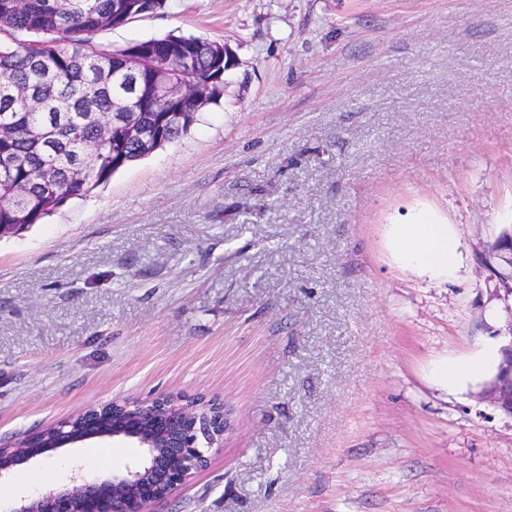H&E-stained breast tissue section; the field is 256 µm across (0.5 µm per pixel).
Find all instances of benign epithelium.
Returning a JSON list of instances; mask_svg holds the SVG:
<instances>
[{
  "label": "benign epithelium",
  "instance_id": "obj_1",
  "mask_svg": "<svg viewBox=\"0 0 512 512\" xmlns=\"http://www.w3.org/2000/svg\"><path fill=\"white\" fill-rule=\"evenodd\" d=\"M156 76L168 94L189 97V86L172 79L171 50L150 53ZM502 364L512 386V321L504 332ZM486 399L512 418V395L492 384ZM224 405L203 398L165 394L149 399H114L27 434L0 442V478L50 451L94 438L123 439L141 448L140 458L121 470L88 478L77 471L70 483L5 506L0 512H150L205 469L212 450L224 447L230 430Z\"/></svg>",
  "mask_w": 512,
  "mask_h": 512
}]
</instances>
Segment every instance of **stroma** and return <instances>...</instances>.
Returning a JSON list of instances; mask_svg holds the SVG:
<instances>
[{"label": "stroma", "mask_w": 512, "mask_h": 512, "mask_svg": "<svg viewBox=\"0 0 512 512\" xmlns=\"http://www.w3.org/2000/svg\"><path fill=\"white\" fill-rule=\"evenodd\" d=\"M226 43L187 135L0 240V440L95 402L231 409L152 512H512V418L481 400L508 320L512 0H170L101 31ZM457 260L401 265L393 225ZM395 250L401 259L433 277L448 274L455 258V247L444 224H396ZM491 357L473 358L462 363L438 364L434 373L441 385L444 387L455 386L461 379L480 373L489 363Z\"/></svg>", "instance_id": "35a3bbf8"}]
</instances>
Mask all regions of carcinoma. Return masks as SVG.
Returning <instances> with one entry per match:
<instances>
[{
	"mask_svg": "<svg viewBox=\"0 0 512 512\" xmlns=\"http://www.w3.org/2000/svg\"><path fill=\"white\" fill-rule=\"evenodd\" d=\"M168 0H0V234L40 223L70 200L86 197L112 175L186 134L196 101L224 95V59L214 42L169 35L112 49L95 41L106 29L167 8ZM181 50L174 69L188 73L194 99L169 100L139 49ZM32 90L37 101L17 99ZM139 97L126 119L149 130L144 141H119L115 105ZM182 112L179 121L169 118Z\"/></svg>",
	"mask_w": 512,
	"mask_h": 512,
	"instance_id": "cac0c4a2",
	"label": "carcinoma"
}]
</instances>
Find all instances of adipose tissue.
<instances>
[{
	"label": "adipose tissue",
	"instance_id": "1",
	"mask_svg": "<svg viewBox=\"0 0 512 512\" xmlns=\"http://www.w3.org/2000/svg\"><path fill=\"white\" fill-rule=\"evenodd\" d=\"M401 259L434 277L446 275L455 258V247L444 224H399L393 231Z\"/></svg>",
	"mask_w": 512,
	"mask_h": 512
}]
</instances>
